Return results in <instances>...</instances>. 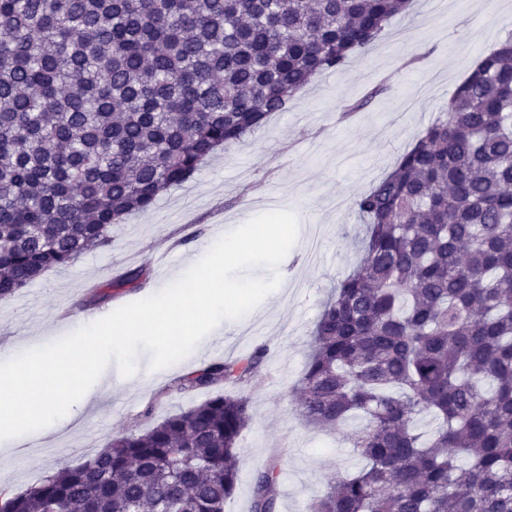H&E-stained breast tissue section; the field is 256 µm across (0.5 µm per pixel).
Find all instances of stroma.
I'll return each mask as SVG.
<instances>
[{"label": "stroma", "mask_w": 512, "mask_h": 512, "mask_svg": "<svg viewBox=\"0 0 512 512\" xmlns=\"http://www.w3.org/2000/svg\"><path fill=\"white\" fill-rule=\"evenodd\" d=\"M511 33L512 0H465L464 9L444 21L431 18L423 0H413L366 54L317 75L287 111L218 152L150 211L113 225L108 246L0 300V354L50 344L88 325L89 315L104 318L162 290L225 231L273 208L298 219L296 242L278 268L281 283L251 320L222 321L186 363L153 371L151 354L143 350L136 373L122 383L103 371L94 406L73 405L74 420L65 430L30 438L0 463V490H24L60 464L80 463L113 435L145 430L205 401L209 390L182 394L177 381L261 345L270 353L243 388L252 421L240 439L239 478L225 512H251L255 476L274 460L280 468L276 512H306L328 475L361 468L348 426L323 432L307 425L292 396L322 304L359 258L361 220L352 201L392 171L479 58ZM349 105L353 115L342 118ZM136 267L148 275L143 289L118 290L85 307L95 286Z\"/></svg>", "instance_id": "1"}]
</instances>
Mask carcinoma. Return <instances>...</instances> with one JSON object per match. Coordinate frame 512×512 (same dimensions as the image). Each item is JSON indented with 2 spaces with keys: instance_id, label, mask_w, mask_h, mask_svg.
<instances>
[{
  "instance_id": "obj_1",
  "label": "carcinoma",
  "mask_w": 512,
  "mask_h": 512,
  "mask_svg": "<svg viewBox=\"0 0 512 512\" xmlns=\"http://www.w3.org/2000/svg\"><path fill=\"white\" fill-rule=\"evenodd\" d=\"M409 4L0 0V300L108 245ZM353 207L362 257L295 392L316 428L361 420L350 445L366 465L329 476L312 512H512V34ZM267 355L185 374L178 392L214 395L0 492V512H224L252 415L222 386ZM278 477L275 463L258 475L251 512H275Z\"/></svg>"
}]
</instances>
